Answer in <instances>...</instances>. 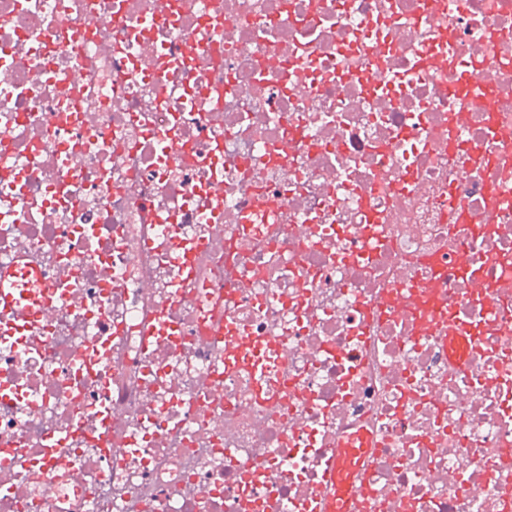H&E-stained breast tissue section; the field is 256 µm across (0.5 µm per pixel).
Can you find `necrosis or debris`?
I'll return each mask as SVG.
<instances>
[{"mask_svg": "<svg viewBox=\"0 0 512 512\" xmlns=\"http://www.w3.org/2000/svg\"><path fill=\"white\" fill-rule=\"evenodd\" d=\"M1 163L0 512H512V0H0ZM35 264L20 257L7 267H0V316L8 324L12 320L22 322L23 328L37 326L48 306V292L45 289L42 298L34 301L28 288V280L34 273ZM367 448H337L333 451V464L329 485L323 489L326 510L329 512H358L359 506L351 492L350 468L358 466L366 456Z\"/></svg>", "mask_w": 512, "mask_h": 512, "instance_id": "obj_1", "label": "necrosis or debris"}]
</instances>
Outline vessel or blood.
Segmentation results:
<instances>
[{
  "mask_svg": "<svg viewBox=\"0 0 512 512\" xmlns=\"http://www.w3.org/2000/svg\"><path fill=\"white\" fill-rule=\"evenodd\" d=\"M35 265L21 257L11 265L0 267V318L21 321L23 328L37 326L48 306L47 299H33L28 281ZM366 456L362 448H339L333 453L329 483L323 490L327 512H359L358 503L351 492L350 469L359 465Z\"/></svg>",
  "mask_w": 512,
  "mask_h": 512,
  "instance_id": "obj_1",
  "label": "vessel or blood"
}]
</instances>
